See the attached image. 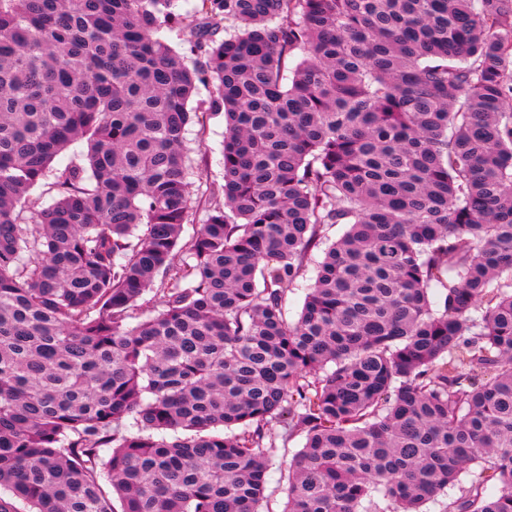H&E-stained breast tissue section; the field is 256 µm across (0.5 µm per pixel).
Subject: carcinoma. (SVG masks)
Listing matches in <instances>:
<instances>
[{
	"label": "carcinoma",
	"instance_id": "carcinoma-1",
	"mask_svg": "<svg viewBox=\"0 0 512 512\" xmlns=\"http://www.w3.org/2000/svg\"><path fill=\"white\" fill-rule=\"evenodd\" d=\"M178 2L0 0V512H512V0ZM226 124L222 115L211 116L204 128L199 125L188 127L186 137L195 148L198 141L202 143L201 150L192 154L194 158V168L190 180L194 182V189L200 186V192L204 193L199 206L194 208L192 221L183 225L182 242L190 240L196 235L201 224L206 219V206L203 202L205 196H214L221 198L224 190V166L222 156V144L224 141V132ZM321 258L322 253L320 251H314L313 261L309 264L305 275L288 287L284 310L285 316L289 321L297 319L308 292L307 288L313 283V279L316 275V263L319 262ZM303 443L304 439L301 436L290 439L285 446L281 440L277 441L278 449L267 474V499L262 504V511L280 512L283 510L286 490L282 474L293 462L296 454L303 447Z\"/></svg>",
	"mask_w": 512,
	"mask_h": 512
}]
</instances>
